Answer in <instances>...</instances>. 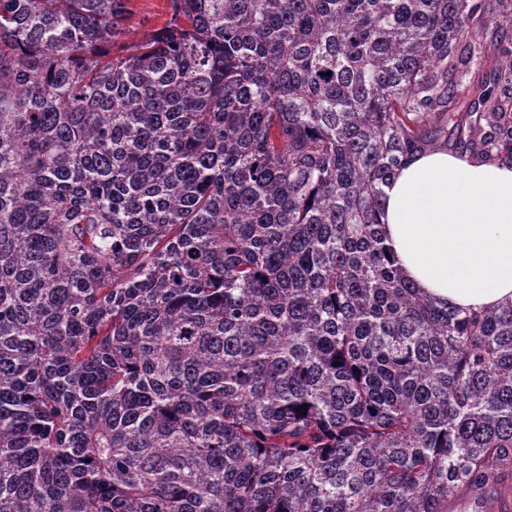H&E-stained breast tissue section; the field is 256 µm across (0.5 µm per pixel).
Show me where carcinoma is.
Instances as JSON below:
<instances>
[{"instance_id": "cac0c4a2", "label": "carcinoma", "mask_w": 512, "mask_h": 512, "mask_svg": "<svg viewBox=\"0 0 512 512\" xmlns=\"http://www.w3.org/2000/svg\"><path fill=\"white\" fill-rule=\"evenodd\" d=\"M129 2L0 0V512H512V305L380 230L409 154L512 163V17L167 0L114 55Z\"/></svg>"}]
</instances>
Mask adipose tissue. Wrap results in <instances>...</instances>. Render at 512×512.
I'll return each mask as SVG.
<instances>
[{
  "label": "adipose tissue",
  "mask_w": 512,
  "mask_h": 512,
  "mask_svg": "<svg viewBox=\"0 0 512 512\" xmlns=\"http://www.w3.org/2000/svg\"><path fill=\"white\" fill-rule=\"evenodd\" d=\"M386 194L383 237L423 295L460 310L512 304V163L416 152Z\"/></svg>",
  "instance_id": "ef3b65f1"
}]
</instances>
